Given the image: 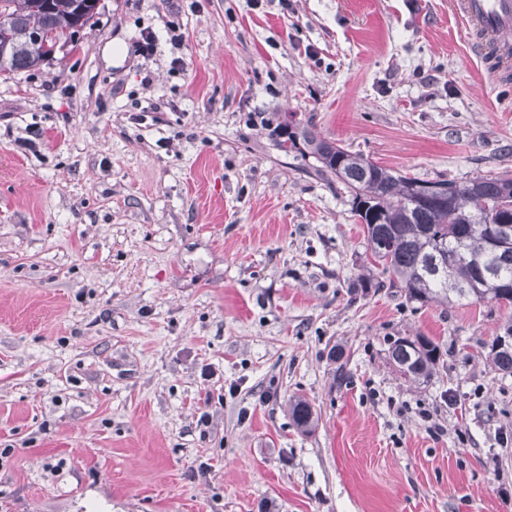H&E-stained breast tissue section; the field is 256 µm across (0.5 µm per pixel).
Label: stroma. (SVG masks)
Listing matches in <instances>:
<instances>
[{
	"mask_svg": "<svg viewBox=\"0 0 512 512\" xmlns=\"http://www.w3.org/2000/svg\"><path fill=\"white\" fill-rule=\"evenodd\" d=\"M289 3L99 0L0 76V512H512V311L350 294L349 190L265 127L466 181L512 172V83L450 0ZM417 334L423 385L387 360ZM390 363L407 380L428 383L440 359L439 343L427 336H399L388 343ZM502 344H512V336H501L499 340ZM498 344V336L491 345L488 359L491 360L495 370L503 375L512 376V346ZM288 410L296 427L304 432L314 427L318 420L312 406L304 399L290 401Z\"/></svg>",
	"mask_w": 512,
	"mask_h": 512,
	"instance_id": "stroma-1",
	"label": "stroma"
}]
</instances>
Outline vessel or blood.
<instances>
[{
    "instance_id": "vessel-or-blood-1",
    "label": "vessel or blood",
    "mask_w": 512,
    "mask_h": 512,
    "mask_svg": "<svg viewBox=\"0 0 512 512\" xmlns=\"http://www.w3.org/2000/svg\"><path fill=\"white\" fill-rule=\"evenodd\" d=\"M452 9L489 78L501 82L512 77V53L502 51L500 39L512 30V0H452Z\"/></svg>"
}]
</instances>
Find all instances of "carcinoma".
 <instances>
[{"instance_id":"1","label":"carcinoma","mask_w":512,"mask_h":512,"mask_svg":"<svg viewBox=\"0 0 512 512\" xmlns=\"http://www.w3.org/2000/svg\"><path fill=\"white\" fill-rule=\"evenodd\" d=\"M76 0H0V75L39 68L44 45L66 46L87 27L96 12H76ZM277 146L286 154H309L317 171L336 177L352 192V212L363 231L371 263L386 278L361 276L349 285L367 295L398 288L422 306L474 300L512 309V247H491L494 224H512V175L448 181V199L436 202L418 193L421 182L352 153L334 141L319 138L308 127L297 131L280 122ZM439 343L427 336H399L388 343L390 363L407 380L429 382L440 359ZM488 359L495 370L512 376V346L493 342ZM297 428L306 432L317 416L304 399L289 403Z\"/></svg>"}]
</instances>
